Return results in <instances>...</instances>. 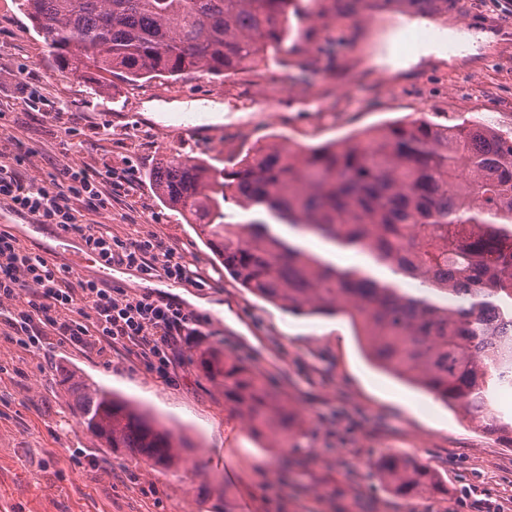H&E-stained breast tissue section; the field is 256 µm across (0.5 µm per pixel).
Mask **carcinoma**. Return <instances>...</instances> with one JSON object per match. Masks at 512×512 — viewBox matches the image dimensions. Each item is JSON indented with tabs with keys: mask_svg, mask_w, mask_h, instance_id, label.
<instances>
[{
	"mask_svg": "<svg viewBox=\"0 0 512 512\" xmlns=\"http://www.w3.org/2000/svg\"><path fill=\"white\" fill-rule=\"evenodd\" d=\"M296 0H21L54 65L102 93L128 81L205 71L229 77L284 52ZM224 272L292 314H341L380 368L459 408L512 447V416L496 411L512 386V130L460 115L370 127L319 148L271 143L214 179L193 157L152 172ZM368 259L338 267L266 221L224 223V203ZM418 282L411 294L402 281ZM224 405L273 448H295L302 419L232 354L206 363ZM72 410L103 448L177 469L183 438L111 389L68 373ZM381 481L402 497L444 491L436 473L385 455Z\"/></svg>",
	"mask_w": 512,
	"mask_h": 512,
	"instance_id": "cac0c4a2",
	"label": "carcinoma"
}]
</instances>
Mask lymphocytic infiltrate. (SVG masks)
<instances>
[{
    "mask_svg": "<svg viewBox=\"0 0 512 512\" xmlns=\"http://www.w3.org/2000/svg\"><path fill=\"white\" fill-rule=\"evenodd\" d=\"M30 152L23 145L0 152V196L38 223L78 235L106 261L176 283L198 284L199 270L177 251L152 237L123 239L80 223L72 200L105 210L112 195L98 174L63 167L53 189L31 180L24 169ZM0 324L9 341L29 350L57 337L80 352L125 348L159 378L171 380L175 351L201 335L204 320L182 304L150 294L108 288L56 265L0 231Z\"/></svg>",
    "mask_w": 512,
    "mask_h": 512,
    "instance_id": "1",
    "label": "lymphocytic infiltrate"
}]
</instances>
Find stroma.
<instances>
[{"label": "stroma", "instance_id": "35a3bbf8", "mask_svg": "<svg viewBox=\"0 0 512 512\" xmlns=\"http://www.w3.org/2000/svg\"><path fill=\"white\" fill-rule=\"evenodd\" d=\"M501 0L422 7L419 0H299L286 53L229 77L191 72L173 80L113 78L112 91L57 70L19 0H0V149L23 144L27 178L48 187L70 165L131 181L111 208L73 206L83 223L122 238L152 236L198 267L203 286L156 278L153 295L206 318L205 334L182 346L173 381L126 350L82 353L47 337L25 350L0 335V512H512V447L460 419L426 392L375 368L342 316H296L241 288L190 224L164 205L151 172L169 153L203 160L213 175L268 143L315 147L363 129L459 114L512 129V15ZM469 27L475 52L406 68L385 47L411 22ZM54 112L43 117L17 78ZM199 93V110L177 130L167 107ZM161 104L145 111L148 102ZM230 352L300 410L295 448L269 450L224 405L202 366ZM66 370L149 408L190 448L174 473L98 447L68 407ZM408 457L433 469L447 494L395 495L378 460Z\"/></svg>", "mask_w": 512, "mask_h": 512}]
</instances>
